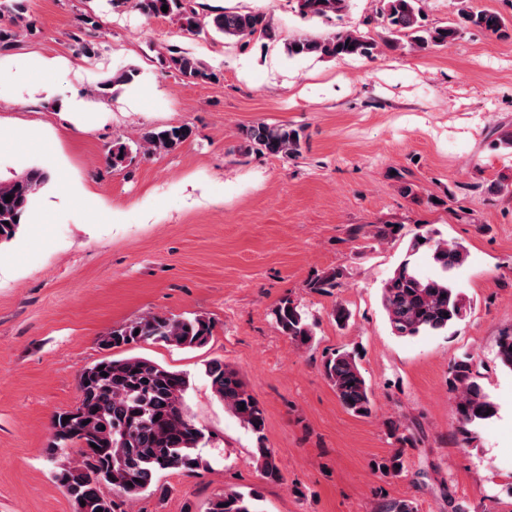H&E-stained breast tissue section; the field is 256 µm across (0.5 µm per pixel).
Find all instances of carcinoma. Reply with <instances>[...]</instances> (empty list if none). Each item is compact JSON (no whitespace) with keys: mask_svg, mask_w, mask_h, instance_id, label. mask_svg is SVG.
Returning a JSON list of instances; mask_svg holds the SVG:
<instances>
[{"mask_svg":"<svg viewBox=\"0 0 512 512\" xmlns=\"http://www.w3.org/2000/svg\"><path fill=\"white\" fill-rule=\"evenodd\" d=\"M112 9L132 7L146 18L169 17L188 33L208 25L226 40L249 41L272 38L271 17L258 12L220 10L205 16L192 0H110ZM168 11H162V6ZM458 21L443 27L424 23L419 0H380L377 14L389 34L386 46L400 49H426L459 40L470 29L503 38L509 33L506 19L486 10H473L466 0H455ZM346 8V0H295V10L303 18L329 19ZM26 0H0V18L8 17L11 26L0 27V49L11 46L17 37L16 27L25 21ZM377 42L359 30L335 31L322 37L292 39L286 46L291 57L336 59L371 58ZM182 77L209 82L217 74L193 54L169 49L161 59ZM137 76L134 69L122 70L100 83L98 93L109 96L110 86L128 84ZM191 136L188 127L152 129L141 135L142 147L153 153H169ZM247 152L279 157L301 154L300 130L289 124L258 122L240 129ZM129 146L112 143L108 162L122 168L129 159ZM50 180L43 168L31 167L9 181L0 182V242L12 240L24 224L37 193ZM12 200L5 201V196ZM408 250L423 253L436 268L433 277H421L410 260L399 264L382 287L381 302L393 334L406 337L437 333L462 320L467 300L453 279V272L467 260L463 245L435 238V232L420 228L410 240ZM342 273L331 271L308 283L316 293H330L339 286ZM277 329L299 347L308 346L315 324L289 299L273 309ZM211 320L194 317L146 315L109 331L102 339L107 349H124L140 343H164L182 349L205 346L213 335ZM497 357L512 371V331L499 336ZM324 375L340 403L355 416L370 417L375 404L356 361L355 353L338 351L323 364ZM475 361L464 353L453 364L449 384L455 392V415L458 432L469 437L483 421L495 416L497 407L478 382ZM107 376H101V372ZM214 396L249 430L257 440L256 462L261 475L278 481L281 473L274 449L264 445L265 413L258 399L248 389L239 373L221 360L205 365ZM79 401L75 409L62 410L52 420L45 454L51 461L69 449L78 458L55 467L54 481L70 497L74 512H124L122 506L147 492L166 494L157 485V476L169 470L194 471L202 459L196 453L205 440V430L184 411L183 402L189 389L188 377L151 360L129 356L104 357L83 367L78 376ZM245 409H240V406ZM69 417L63 421V417ZM96 447H91V444ZM256 491H226L211 499L206 512H261Z\"/></svg>","mask_w":512,"mask_h":512,"instance_id":"1","label":"carcinoma"}]
</instances>
